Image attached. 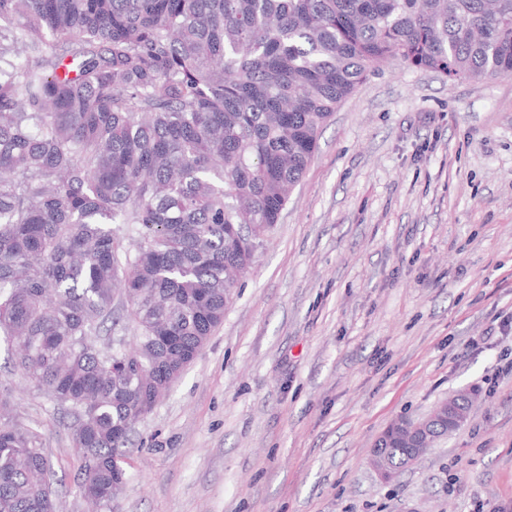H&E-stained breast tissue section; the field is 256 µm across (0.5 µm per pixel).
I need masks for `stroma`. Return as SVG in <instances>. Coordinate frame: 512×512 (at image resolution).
I'll return each instance as SVG.
<instances>
[{"instance_id": "1", "label": "stroma", "mask_w": 512, "mask_h": 512, "mask_svg": "<svg viewBox=\"0 0 512 512\" xmlns=\"http://www.w3.org/2000/svg\"><path fill=\"white\" fill-rule=\"evenodd\" d=\"M0 386L42 434L57 512H85L55 402ZM512 76L393 61L336 110L223 325L132 430L116 512H476L512 502ZM479 391L398 481V416ZM385 438L386 435L384 433L375 438L370 458V466L372 470L383 481H386L391 476V470L387 458L390 462L392 471L395 473V479L411 468L408 467L409 451L408 448H406L407 446L398 439H392L386 444L384 452L383 442L385 441Z\"/></svg>"}]
</instances>
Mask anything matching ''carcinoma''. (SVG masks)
Masks as SVG:
<instances>
[{
  "mask_svg": "<svg viewBox=\"0 0 512 512\" xmlns=\"http://www.w3.org/2000/svg\"><path fill=\"white\" fill-rule=\"evenodd\" d=\"M391 60L512 76V0H0V336L65 408L94 512L336 106ZM11 407L0 392V512H48L41 434ZM385 453L408 470L402 441Z\"/></svg>",
  "mask_w": 512,
  "mask_h": 512,
  "instance_id": "obj_1",
  "label": "carcinoma"
}]
</instances>
